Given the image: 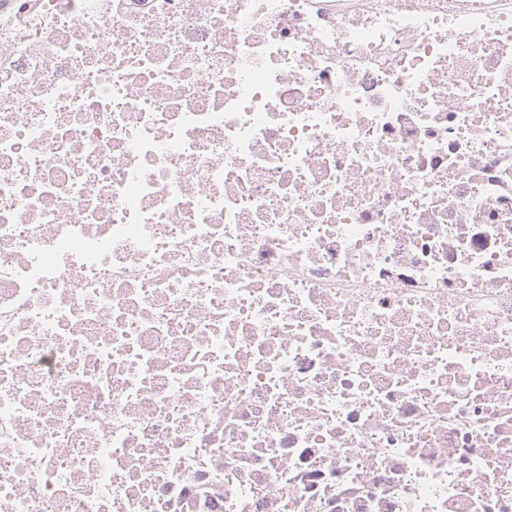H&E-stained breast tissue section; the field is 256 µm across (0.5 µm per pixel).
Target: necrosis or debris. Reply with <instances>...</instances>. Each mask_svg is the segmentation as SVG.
Returning a JSON list of instances; mask_svg holds the SVG:
<instances>
[{"mask_svg":"<svg viewBox=\"0 0 512 512\" xmlns=\"http://www.w3.org/2000/svg\"><path fill=\"white\" fill-rule=\"evenodd\" d=\"M0 512H512V0H0Z\"/></svg>","mask_w":512,"mask_h":512,"instance_id":"4bbe7bcc","label":"necrosis or debris"}]
</instances>
